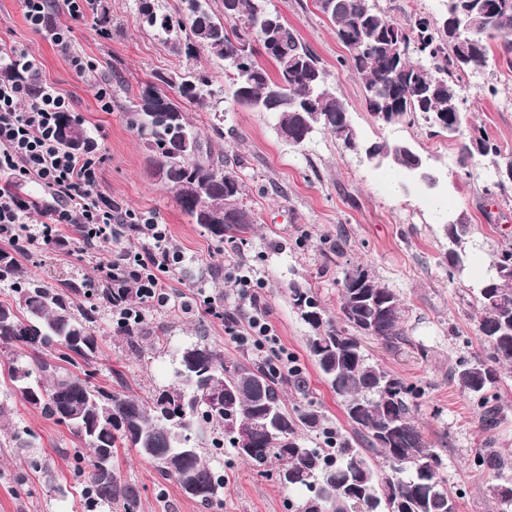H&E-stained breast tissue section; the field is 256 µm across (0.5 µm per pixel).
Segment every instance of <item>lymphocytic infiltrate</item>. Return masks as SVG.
<instances>
[{
	"instance_id": "lymphocytic-infiltrate-1",
	"label": "lymphocytic infiltrate",
	"mask_w": 512,
	"mask_h": 512,
	"mask_svg": "<svg viewBox=\"0 0 512 512\" xmlns=\"http://www.w3.org/2000/svg\"><path fill=\"white\" fill-rule=\"evenodd\" d=\"M22 6L29 25L49 36L77 74L83 76L93 70L92 62L72 50L71 25L52 23L50 0H22ZM1 69L8 70L9 75L0 78V240L57 253L76 247L90 258L101 248H109V260L97 265L100 278L111 279L116 288L126 281L133 283L143 302L142 309L113 312V323L130 317L143 322L147 305L182 308L179 296L164 282L184 261L166 226L124 210L118 201L101 193L100 159L94 148L76 153L59 144L55 135L58 115L70 111L71 103L41 81L34 57L23 50H10L0 54ZM32 181L50 188L58 206L44 208L36 199L22 196V187ZM34 210L43 216V223H28L27 217ZM118 224L132 225L136 246H115L112 229ZM67 226L78 227V236L65 235ZM228 276L237 287L234 301L204 296L206 312L222 320L225 333L260 357L274 375H298L301 368L296 356L282 346L254 293L262 278L237 265L230 267ZM245 306L251 313L241 328L235 312Z\"/></svg>"
}]
</instances>
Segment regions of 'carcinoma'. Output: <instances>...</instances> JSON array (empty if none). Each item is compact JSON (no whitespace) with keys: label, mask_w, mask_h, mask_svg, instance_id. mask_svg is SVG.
Segmentation results:
<instances>
[{"label":"carcinoma","mask_w":512,"mask_h":512,"mask_svg":"<svg viewBox=\"0 0 512 512\" xmlns=\"http://www.w3.org/2000/svg\"><path fill=\"white\" fill-rule=\"evenodd\" d=\"M189 2L182 0L185 7L173 15L161 12L158 0H138L140 26L188 60L201 48L219 60L242 56L241 66L229 68L233 101L272 115L289 142L297 145L307 127H321L334 134L344 150L363 154L372 147L387 153L391 166L417 176L414 165L420 155L398 151L399 141L349 139L346 103L330 86L328 71L270 7V0H222L219 14L209 8V0H197L195 10L187 7ZM315 2L333 25L336 39L352 51L350 65L361 79L370 114L381 107L376 91L390 87L401 96L395 117L376 122L394 127L417 114L427 121L444 113L445 124L430 123L427 128L432 136L446 132L450 138H463L461 165L474 157L476 143L482 156H502L486 130L469 123L466 113L455 107L458 82L487 66L490 41L500 40L503 57L512 66V0H497L493 10L489 0L452 7L466 35L463 49L446 36L433 14L415 12L401 24L376 0ZM404 41L414 45L416 58H394ZM261 56L275 65V74L258 62ZM211 85L210 75L197 68L156 75L130 100L126 121L146 141L157 174L173 191L181 211L214 241L234 242L253 230L256 218L238 203L237 172L224 164V157L203 153L200 134L186 112L191 105L210 106ZM56 137L74 152L89 145L84 128L69 112L59 115ZM444 231L452 245L446 254L452 278L464 271L472 228L460 218L444 223ZM20 256L15 249H0V282L13 284L17 294L12 302L0 301V343L28 355L10 362L7 377L16 395L65 426L89 451L79 468L87 512L114 504L122 512H140L139 488L119 476L120 448L135 449L160 475L174 478L187 497L204 505L222 503L224 475L206 461L196 439L205 426L261 475L278 461L280 484L308 491L292 505L294 512H458L457 500L440 475L438 456L412 415L416 387L371 362L364 351L366 337L393 344L403 336L399 300L374 276L363 292L383 304V310L369 327L363 318L372 316L370 307L359 304L345 281L340 284L336 319L310 289L292 290L294 304L315 330L310 352L353 428L351 438L326 430L324 445L313 448L304 432L320 428V411L312 404L288 409L281 380L261 364L224 358L202 336L177 351L174 382L154 389L146 400L93 384L98 315L102 308L112 309L114 289L103 281L96 288L76 283L52 288L25 276ZM509 265L511 246L495 255L477 285L478 332L485 356L450 369L451 379L478 399L480 417L490 423L499 414L491 395L499 369L512 364V273L505 274ZM116 333L132 351L143 353V324L123 326ZM34 369L39 372L35 379ZM73 404L81 406L83 416L69 421L62 411ZM262 415L270 416L271 426L258 434L253 448L242 450L235 428ZM368 451L382 460L384 473L374 468ZM103 453L112 457V466L98 464Z\"/></svg>","instance_id":"carcinoma-1"}]
</instances>
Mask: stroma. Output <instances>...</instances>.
<instances>
[{
  "mask_svg": "<svg viewBox=\"0 0 512 512\" xmlns=\"http://www.w3.org/2000/svg\"><path fill=\"white\" fill-rule=\"evenodd\" d=\"M271 6L328 70L360 134L369 141L390 135L410 144L440 173L438 195L420 191L399 169L363 162L343 150L328 131L317 130L295 147L280 136L272 116L227 99L220 104L224 133L218 136L211 129L210 109L192 105L188 112L202 141L223 152L228 166L237 169L242 182L239 201L257 220L255 231L236 241L235 253H227L181 212L173 192L157 176L145 140L127 125V91H138L154 75L190 63L140 27L136 0H97L76 24L65 7L53 11L54 23L73 26L74 51L96 65L83 77L45 34L31 28L21 0H0V50L27 51L43 80L71 100L88 138L99 145L102 192L166 225L173 244L186 257L167 281L183 296L186 309L151 307L143 322L147 335L168 338L169 349L132 354L115 333L111 311L103 310L95 382L108 389L120 382L125 392L147 397L171 381L175 349L199 336L226 358L251 359V352L225 334L223 322L196 304L200 285L218 299L232 295L234 284L225 274L232 260L264 278L259 303L282 345L301 364L300 384L289 379L283 383L289 405L314 404L325 426L350 434L335 393L309 353L313 331L295 306L292 291L312 289L330 313H338L340 280L345 272L364 265L397 296L404 332L403 341L393 345L367 338V354L418 387L415 414L440 457V473L458 498L459 512H503L489 489L512 482V369L500 371L496 393L502 412L488 427L476 400L450 381L448 368L484 351L477 332L475 288L493 257L512 246V199L483 194L493 172L489 161L477 156L468 168H461L458 141L430 135L422 120L392 130L374 120L364 103L362 83L347 63V50L314 0H271ZM472 82L474 88L464 98L472 122L487 131L503 154L512 155V67L500 47L492 48L487 67ZM101 88L107 92L103 102L96 98ZM447 218H461L472 226L466 268L454 278L445 260ZM108 258L105 251L92 260L77 251L55 254L33 246L22 264L26 276L55 288L65 281L89 286L97 279V262ZM0 407L11 425L32 436L29 447L9 448L0 429V512H86L74 471L78 440L2 385ZM486 448L504 458L501 470L478 465L477 456ZM204 451L224 476L220 505L189 499L175 479L160 476L135 449H119L120 475L139 487L141 512H291L293 501L305 495L304 490L280 485L275 474H257L230 445H208Z\"/></svg>",
  "mask_w": 512,
  "mask_h": 512,
  "instance_id": "stroma-1",
  "label": "stroma"
}]
</instances>
